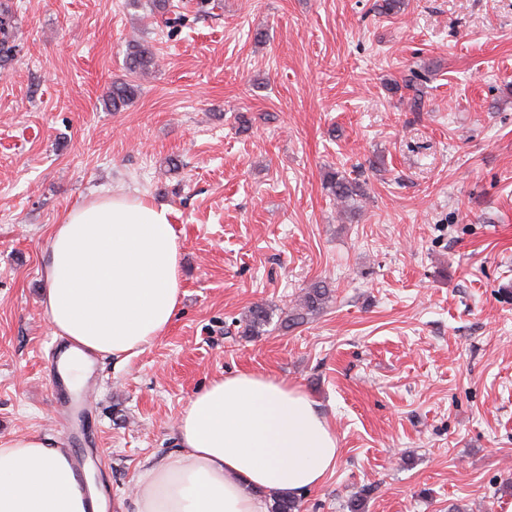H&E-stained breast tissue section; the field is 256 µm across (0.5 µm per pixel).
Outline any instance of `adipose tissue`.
I'll list each match as a JSON object with an SVG mask.
<instances>
[{"label": "adipose tissue", "mask_w": 512, "mask_h": 512, "mask_svg": "<svg viewBox=\"0 0 512 512\" xmlns=\"http://www.w3.org/2000/svg\"><path fill=\"white\" fill-rule=\"evenodd\" d=\"M170 210L126 195L72 206L42 259L44 312L67 350L69 388L89 354L121 362L163 336L179 306L180 245ZM177 452L146 461L132 512H265L262 493L320 486L339 459L336 435L298 386L239 372L196 392L176 420ZM91 479L52 438L0 439V512H102Z\"/></svg>", "instance_id": "1"}]
</instances>
